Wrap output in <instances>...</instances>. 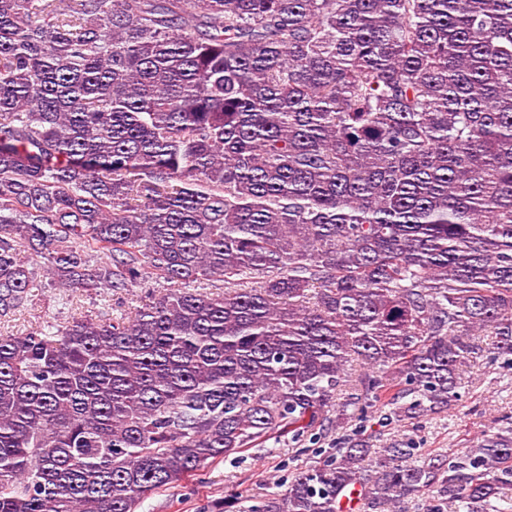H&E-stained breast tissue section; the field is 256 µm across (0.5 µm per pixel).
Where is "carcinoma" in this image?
Segmentation results:
<instances>
[{
    "mask_svg": "<svg viewBox=\"0 0 512 512\" xmlns=\"http://www.w3.org/2000/svg\"><path fill=\"white\" fill-rule=\"evenodd\" d=\"M28 251L164 288L0 334V512H136L339 400L448 408L512 370V0H0V317ZM411 455L347 442L251 512H512V420Z\"/></svg>",
    "mask_w": 512,
    "mask_h": 512,
    "instance_id": "cac0c4a2",
    "label": "carcinoma"
}]
</instances>
